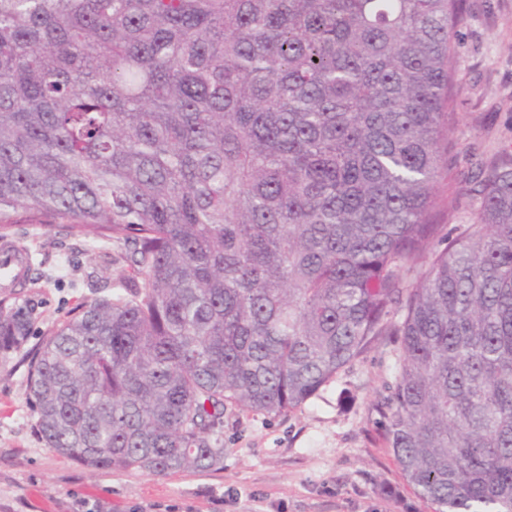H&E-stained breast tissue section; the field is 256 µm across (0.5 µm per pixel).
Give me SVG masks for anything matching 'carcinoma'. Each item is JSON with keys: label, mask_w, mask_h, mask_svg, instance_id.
<instances>
[{"label": "carcinoma", "mask_w": 512, "mask_h": 512, "mask_svg": "<svg viewBox=\"0 0 512 512\" xmlns=\"http://www.w3.org/2000/svg\"><path fill=\"white\" fill-rule=\"evenodd\" d=\"M462 0H0V238L109 240L116 291L26 388L47 447L224 463V404L280 415L383 336L378 405L434 512H512V155L469 224L438 185ZM27 303L0 305V356Z\"/></svg>", "instance_id": "1"}]
</instances>
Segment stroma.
Returning <instances> with one entry per match:
<instances>
[{"instance_id": "35a3bbf8", "label": "stroma", "mask_w": 512, "mask_h": 512, "mask_svg": "<svg viewBox=\"0 0 512 512\" xmlns=\"http://www.w3.org/2000/svg\"><path fill=\"white\" fill-rule=\"evenodd\" d=\"M454 38L457 144L448 158L455 223L476 206L475 160L512 152V0H465ZM32 257L23 295L38 306L24 350L0 359V512H433L406 485L383 440L378 402L394 380L398 345L382 342L300 408L267 415L224 409V463L166 476L84 466L48 448L26 390L28 355L81 306L111 293L101 245L19 224Z\"/></svg>"}]
</instances>
